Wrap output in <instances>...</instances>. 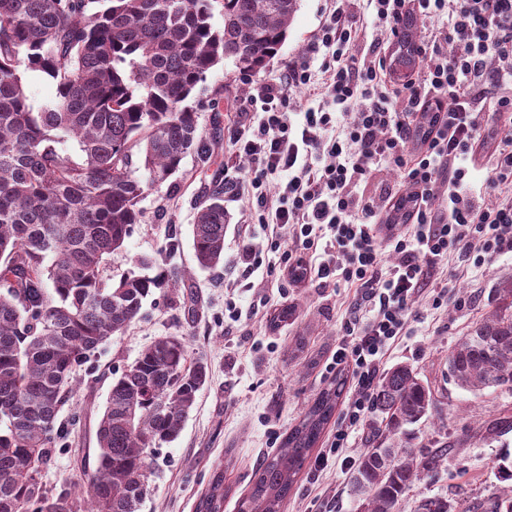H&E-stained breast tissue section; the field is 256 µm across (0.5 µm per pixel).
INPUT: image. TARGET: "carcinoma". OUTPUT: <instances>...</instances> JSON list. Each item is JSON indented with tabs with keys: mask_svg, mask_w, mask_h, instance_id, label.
<instances>
[{
	"mask_svg": "<svg viewBox=\"0 0 512 512\" xmlns=\"http://www.w3.org/2000/svg\"><path fill=\"white\" fill-rule=\"evenodd\" d=\"M0 0V512H139L150 475L148 453L174 440L208 383L185 340L163 336L112 381L97 428L96 469L87 474L90 508L42 471L61 436L76 367L139 317L154 289L192 288L186 272L144 270L119 278L106 260L144 222L140 202L175 175L185 157L207 154L197 112L187 104L224 59L243 73L267 67L288 36L299 0ZM416 21L395 65L419 60ZM56 84L54 101L30 102L23 74ZM73 143V149L67 144ZM229 217L216 182L199 204L192 241L197 265L224 264ZM501 306L448 354V372L470 391L512 387V280L496 289ZM337 378L313 399L281 447L252 472L240 512H284L297 477L343 396ZM374 428L351 474L364 512H397L403 495L439 465L443 451L416 453L404 426L436 408L407 365L386 372ZM224 474L214 475L196 512H223ZM417 512H450L426 498ZM485 512H512L505 493Z\"/></svg>",
	"mask_w": 512,
	"mask_h": 512,
	"instance_id": "obj_1",
	"label": "carcinoma"
}]
</instances>
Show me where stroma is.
Returning a JSON list of instances; mask_svg holds the SVG:
<instances>
[{"instance_id": "35a3bbf8", "label": "stroma", "mask_w": 512, "mask_h": 512, "mask_svg": "<svg viewBox=\"0 0 512 512\" xmlns=\"http://www.w3.org/2000/svg\"><path fill=\"white\" fill-rule=\"evenodd\" d=\"M332 6V0H300L287 39L264 70L245 74L228 59L196 88L190 103L197 110L199 128L207 136L220 129L222 141L208 156L189 154L175 177L148 192L141 202L144 223L134 226L124 248L108 259L107 269L119 274L150 259L163 269L191 271L199 314L188 318L180 294L167 286L156 289L140 318L77 368L73 396L59 413L63 432L58 451L42 473L48 489L83 484L95 469L97 425L112 380L158 337H183L189 356L207 362L210 377L177 439L151 450V475L140 512H195L219 472L228 490L224 512H239L253 470L279 447L307 404L331 381L324 366L342 338L354 286L323 288L311 281L299 288L283 285L278 258L268 250L259 224L252 221L248 196L232 191L224 195L231 221L224 238L223 268L213 273L198 270L191 230L202 191L214 175L236 182L249 178L255 169L234 145L253 86L279 78L297 61L319 70L323 56L311 53L309 42ZM218 95L223 110L217 115L212 102ZM246 241L263 258L247 290L239 286L244 269L240 253ZM438 278L447 288V301L417 298L403 336L383 360L387 370L399 364L412 367L437 405L436 412L422 421L412 448H448L443 464L403 496L399 512H416L425 497L464 505L466 512H484L488 497L512 490V480L500 473L501 465H512V389H462L448 375L447 358L462 336L495 309L496 288L512 279V255L482 268L453 259ZM287 306L296 307V315L276 322L277 313ZM351 473L350 466L334 462L318 484L300 474L285 512H360V502L350 491Z\"/></svg>"}]
</instances>
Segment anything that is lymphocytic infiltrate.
<instances>
[{
	"label": "lymphocytic infiltrate",
	"mask_w": 512,
	"mask_h": 512,
	"mask_svg": "<svg viewBox=\"0 0 512 512\" xmlns=\"http://www.w3.org/2000/svg\"><path fill=\"white\" fill-rule=\"evenodd\" d=\"M391 35L408 16L448 19L446 41L420 45V76L395 84L385 57L355 59L351 46L362 30L337 7L311 45L324 50L323 77L313 83L307 63L289 65L278 80L256 86L249 100L261 115L246 122L235 140L239 154L257 169L243 188L255 202L259 224L270 238L289 283L337 281L355 285L345 341L326 365L348 373L353 391L315 471L346 448L353 426L372 410L373 385L388 346L401 335L414 297L436 287L437 268L456 256L475 267L512 253V134L487 142L480 115L512 120V70L492 68L491 57L512 60V0H374ZM317 85L330 112L306 110L300 128L288 121V92ZM320 163H312V156ZM487 158L486 174L474 180V163ZM396 167L411 188L406 224L381 232V214L360 194L371 163ZM289 179L277 192L269 176ZM507 193L494 207L483 196ZM289 227L281 239L278 231Z\"/></svg>",
	"instance_id": "lymphocytic-infiltrate-1"
}]
</instances>
